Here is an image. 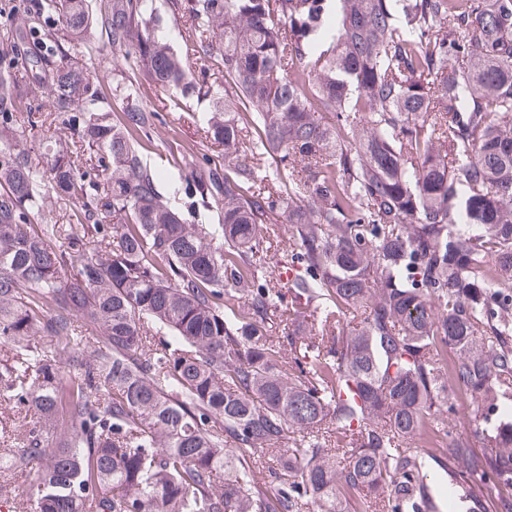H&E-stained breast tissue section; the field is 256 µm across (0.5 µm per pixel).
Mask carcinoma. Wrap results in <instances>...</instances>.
Segmentation results:
<instances>
[{
  "mask_svg": "<svg viewBox=\"0 0 512 512\" xmlns=\"http://www.w3.org/2000/svg\"><path fill=\"white\" fill-rule=\"evenodd\" d=\"M169 8L193 73L150 0H42L21 24L59 13L68 35L24 46L25 82L0 68V375L39 424L0 450V482L40 463L33 512H367L363 490L418 512L410 440L448 399L445 350L473 399L512 386V0ZM145 83L209 103L222 159L151 167ZM38 93L76 136L44 160L24 135ZM75 146L109 158L105 184ZM175 175L190 219L160 198ZM281 218L303 260L286 290L257 257ZM287 295L314 334L269 335ZM489 442L512 477L511 412ZM101 66L99 71V81L96 82L97 88L105 95H111L112 90L119 78L117 74L118 67L112 60L111 54L107 50L101 53Z\"/></svg>",
  "mask_w": 512,
  "mask_h": 512,
  "instance_id": "1",
  "label": "carcinoma"
}]
</instances>
